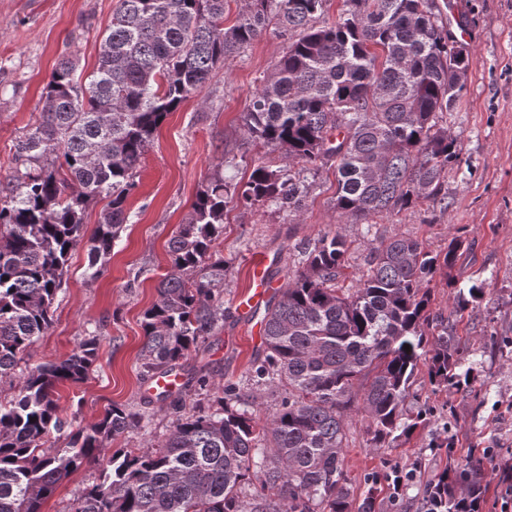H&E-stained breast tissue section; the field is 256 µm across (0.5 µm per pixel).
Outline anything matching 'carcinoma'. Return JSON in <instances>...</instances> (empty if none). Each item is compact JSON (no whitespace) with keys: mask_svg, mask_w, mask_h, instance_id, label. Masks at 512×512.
Returning a JSON list of instances; mask_svg holds the SVG:
<instances>
[{"mask_svg":"<svg viewBox=\"0 0 512 512\" xmlns=\"http://www.w3.org/2000/svg\"><path fill=\"white\" fill-rule=\"evenodd\" d=\"M224 2L119 0L96 71L83 79L69 59L53 70L40 118L17 144L24 170L0 182V381L51 326L89 203L107 200L88 245L87 275L96 279L128 223L125 201L157 129L272 23L295 39L260 79L244 133L295 166L260 162L246 183L218 174L197 194L169 241L171 268L157 300L143 313L145 376L179 368L224 324L226 269L215 241L231 201L297 212L308 166L319 162L336 168V214L356 222L445 199L461 144L438 117L461 97L469 57L435 0H346L350 8L322 26L314 21L325 0H251L229 27ZM459 248L453 238L434 254L393 236L373 248L368 273L345 295L336 288L344 236L308 244L302 269L263 318L264 357L252 381L286 385L288 398L262 425L232 409L225 390L219 408L178 415L150 446L113 450V441L144 428V414L113 404L93 426L66 433L56 397L59 384L86 379L97 337L30 368L18 393L0 401V512H41L91 463L98 482L70 512H351L344 412L362 399L371 442L382 448L427 421L426 411L406 405L420 366L439 386L469 383L473 366L463 367L448 326L428 310L429 283ZM53 432L66 447L46 446ZM483 479L478 461L441 472L424 492L423 512H475Z\"/></svg>","mask_w":512,"mask_h":512,"instance_id":"1","label":"carcinoma"}]
</instances>
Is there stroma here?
I'll list each match as a JSON object with an SVG mask.
<instances>
[{
    "instance_id": "1",
    "label": "stroma",
    "mask_w": 512,
    "mask_h": 512,
    "mask_svg": "<svg viewBox=\"0 0 512 512\" xmlns=\"http://www.w3.org/2000/svg\"><path fill=\"white\" fill-rule=\"evenodd\" d=\"M437 2L443 17L461 19L471 37L466 88L442 122L462 147L460 165L448 170L446 199L357 223L336 214V179L323 167L298 213L270 202L228 205L216 241L227 268V317L223 328L185 362L186 374L206 369L211 389L203 394L192 384L182 397L186 412L213 409L219 387L230 385L243 398H257L256 418L261 421L288 395L286 387L258 391L249 382L253 361L263 353L262 337L237 316L234 303L249 287L253 254L275 257L284 274L298 269L308 241L342 232L349 251L339 285L351 288L366 274L371 248L384 239L415 238L436 253L458 238L454 267L429 285V310L447 323L458 356L475 363L473 381L466 387H439L419 372L407 404L432 410L434 417L384 448L373 447L367 418L361 406H354L344 416L343 466L354 504H361L372 486L376 512H419L427 484L439 473L478 460L485 471L479 512H512V495H506L503 482L504 469L512 467V0ZM117 6L118 0H0V180L22 167L16 145L37 122L43 89L58 61L71 58L86 75L95 70L103 33ZM287 44V35L268 27L216 69L201 97L185 101L166 117L141 159L126 201L130 221L103 274L89 280L86 245L73 251L52 325L20 362L17 377L0 383V398L17 393L28 367L61 361L94 334L98 352L87 379L58 387L68 426H88L114 403L147 409L151 416L145 429L118 439L117 447L143 448L169 432L173 410L146 404L142 316L170 268L168 242L208 180L220 172L247 182L261 161L275 169L287 166L283 155L243 132V117L259 80ZM476 282L482 284L483 296L457 311L459 289ZM390 470L403 476L400 490L383 481ZM98 475L94 465L73 472L42 512H69Z\"/></svg>"
}]
</instances>
